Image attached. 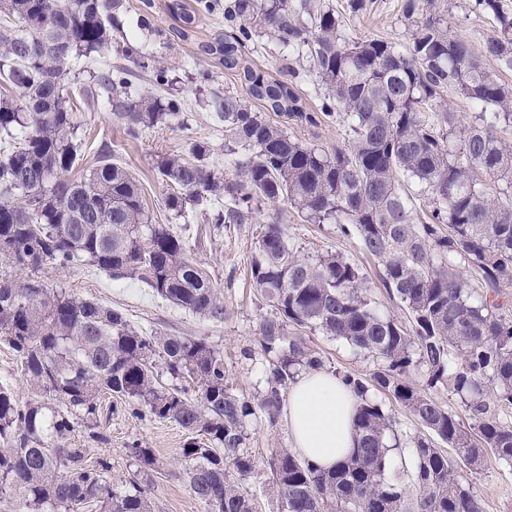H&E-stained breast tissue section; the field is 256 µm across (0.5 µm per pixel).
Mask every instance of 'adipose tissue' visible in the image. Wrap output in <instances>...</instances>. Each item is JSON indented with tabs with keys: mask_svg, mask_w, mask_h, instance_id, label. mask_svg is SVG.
I'll list each match as a JSON object with an SVG mask.
<instances>
[{
	"mask_svg": "<svg viewBox=\"0 0 512 512\" xmlns=\"http://www.w3.org/2000/svg\"><path fill=\"white\" fill-rule=\"evenodd\" d=\"M357 404L352 389L334 373L319 369L299 374L282 406L294 451L318 469L333 467L356 446Z\"/></svg>",
	"mask_w": 512,
	"mask_h": 512,
	"instance_id": "ef3b65f1",
	"label": "adipose tissue"
}]
</instances>
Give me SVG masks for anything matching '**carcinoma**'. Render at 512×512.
<instances>
[{"label":"carcinoma","mask_w":512,"mask_h":512,"mask_svg":"<svg viewBox=\"0 0 512 512\" xmlns=\"http://www.w3.org/2000/svg\"><path fill=\"white\" fill-rule=\"evenodd\" d=\"M403 0L409 44L344 34L326 0H224V34L200 46L244 84L264 108L255 112L228 90L212 106L224 120V139L251 151L233 179L205 164L207 147L160 155L166 206L228 204L217 224H249L259 204L285 201L308 224H336L361 241L382 266L380 281L410 312L412 330L379 314L365 295V275L338 254L300 257L282 225H265L252 261L254 288L274 308L264 320V350L274 356L260 409L273 425L282 391L321 357L285 328L341 339L380 360L370 377L342 374L359 399L357 446L334 469L321 471L290 448L267 459L282 512H482L458 466L482 468L486 451L512 467V317L499 298L512 289V144L498 131L512 126V87L491 77L481 57L512 70V16L500 0H475L499 32L483 56L448 32L436 0ZM124 0H0V80L17 89L21 105L0 99V134L22 138L0 153V339L20 361L30 387L45 395L19 404L0 387V495L19 492L21 512H153L141 487L120 492L107 455L87 458L67 448L76 428L98 432L101 396L169 420L188 434L180 456L190 491L205 512H258L239 486L257 467L247 448L246 419L255 413L225 382L224 354L193 336L138 331L100 302L51 286L41 267L87 266L112 278L135 279L161 299L214 321L224 300L206 272L186 254L182 239L154 223L142 189L126 168L100 154L97 165L72 174L80 128L65 76L72 60L112 47ZM194 36L196 14L216 4H168ZM288 50L275 58L277 75L254 69L246 50L255 39ZM308 62L319 79L320 114L309 113L295 81ZM135 73L117 63L82 88L86 103L100 98L127 138L179 115L182 101L133 90ZM453 87L480 107L456 131L450 112H435ZM272 112L279 120L264 116ZM336 120L345 145L329 152L288 136L280 119ZM426 197L416 209L404 184ZM466 265L474 280L464 277ZM418 373L420 387L409 380ZM172 383L164 384L162 375ZM442 387L468 414L464 425L428 390ZM376 390L398 402L427 430L413 438L414 464L400 458L403 443ZM454 448L452 461L434 442ZM128 454L145 471L159 468L149 448Z\"/></svg>","instance_id":"carcinoma-1"}]
</instances>
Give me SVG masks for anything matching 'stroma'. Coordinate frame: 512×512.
<instances>
[{
  "mask_svg": "<svg viewBox=\"0 0 512 512\" xmlns=\"http://www.w3.org/2000/svg\"><path fill=\"white\" fill-rule=\"evenodd\" d=\"M170 0H151V11H144L141 0H128L129 7L120 13L119 30L112 48L103 54L74 60L65 83L79 90L91 72L120 59L118 51L130 46L134 53L124 59L137 73L135 90L154 94L158 88L149 79L152 70H167L170 90L183 102L179 120L146 129L138 140L130 141L113 121L103 102L79 107V136L82 142L79 169L94 165L102 148H110L112 157L125 166L140 182L144 199L158 221L168 222L170 229L183 239L192 261L206 271L224 298V319L213 322L158 297L144 284L115 280L90 267L44 266L41 275L47 282L94 298L120 310L130 323L144 334H171L205 338L224 353L226 383L232 390L255 405L257 412L249 421L248 446L257 458H266L271 449L288 448L292 438L284 422L269 425L258 405L268 384L270 356L261 344L260 326L273 315L271 306L252 286L251 263L266 224L282 225L289 243L300 256L314 257L325 253L343 255L357 264L366 276L367 295L373 306L403 326H410L406 308L389 296L377 273L378 260L367 257L356 236L344 235L332 224L303 222L286 202L265 203L248 224H215L210 216L218 210L210 205L201 210L188 208L185 217H169L164 200L169 188L157 169L158 156L175 154L200 142L209 149L206 163L234 178L236 162L245 151L228 152L224 140V123L210 106L214 95L224 90L245 94L246 88L234 73L225 71L217 59L201 54L202 43L212 41L224 31V14L216 12L199 18L195 35L186 41L173 39ZM340 12L346 31L356 38L385 39L406 45L408 34L399 13L401 0H376L377 6L354 15L346 12L347 0H330ZM448 14L452 36L466 40L474 51H481L484 41L493 34L496 23L491 16L468 9V0H440ZM150 15L153 32L143 31L140 20ZM208 72L201 81L200 72ZM302 338L321 356L324 367L333 372H350L368 376L378 366L376 359L355 350L342 340H332L317 332H303ZM100 429L108 443L101 444L75 435L73 445L84 446L89 457L108 454L112 459V479L121 487L131 482H148L155 512H204L201 502L191 493L183 475L180 450L186 440L182 428L173 422L153 420L135 414L126 403L108 398L102 402ZM153 449L160 462L158 471L139 473L127 454L131 443ZM460 477L473 485L483 512H512V468L487 460L479 470L462 469Z\"/></svg>",
  "mask_w": 512,
  "mask_h": 512,
  "instance_id": "stroma-1",
  "label": "stroma"
}]
</instances>
